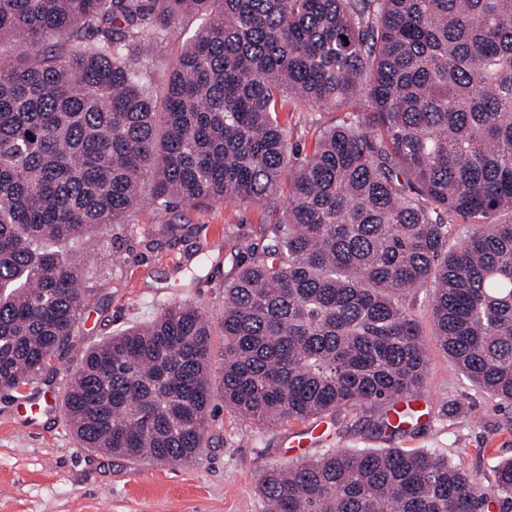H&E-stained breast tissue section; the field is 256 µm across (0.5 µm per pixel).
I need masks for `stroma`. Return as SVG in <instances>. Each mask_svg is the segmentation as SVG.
Here are the masks:
<instances>
[{
	"label": "stroma",
	"instance_id": "obj_1",
	"mask_svg": "<svg viewBox=\"0 0 512 512\" xmlns=\"http://www.w3.org/2000/svg\"><path fill=\"white\" fill-rule=\"evenodd\" d=\"M339 119V113L316 108L280 115L292 143L304 153ZM169 217L176 228L172 234L154 224L146 204L129 218L136 231L117 224L74 244V253L95 272L76 341L63 358L52 361L50 383L27 385L18 398L0 401V512H267L258 490L264 471L294 465L328 448H425L487 478L512 458V408L475 387L443 353L429 332L430 298L422 290L409 304L427 329L428 373L400 406L418 416L405 431L375 432V423L389 412L385 404L337 424L323 420L313 436L305 422L260 425L219 407L207 432L208 448L186 465L81 448L62 403L64 384L84 352L179 300L219 319L224 282L248 258L241 243L263 242L271 227L260 209L210 200L174 209ZM200 247L213 263L193 280L187 270L196 264Z\"/></svg>",
	"mask_w": 512,
	"mask_h": 512
}]
</instances>
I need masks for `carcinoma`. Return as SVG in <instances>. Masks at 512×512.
Wrapping results in <instances>:
<instances>
[{
    "label": "carcinoma",
    "instance_id": "obj_1",
    "mask_svg": "<svg viewBox=\"0 0 512 512\" xmlns=\"http://www.w3.org/2000/svg\"><path fill=\"white\" fill-rule=\"evenodd\" d=\"M203 20L153 93L136 67ZM0 399L77 335L90 280L63 249L143 204L276 208L213 324L175 302L88 350L81 447L194 459L216 400L258 424L395 404L424 383L407 298L430 290L455 368L512 405V0H0ZM344 111L311 152L280 113ZM469 220L448 247L451 218ZM269 512H512L430 450L327 449L265 471Z\"/></svg>",
    "mask_w": 512,
    "mask_h": 512
}]
</instances>
